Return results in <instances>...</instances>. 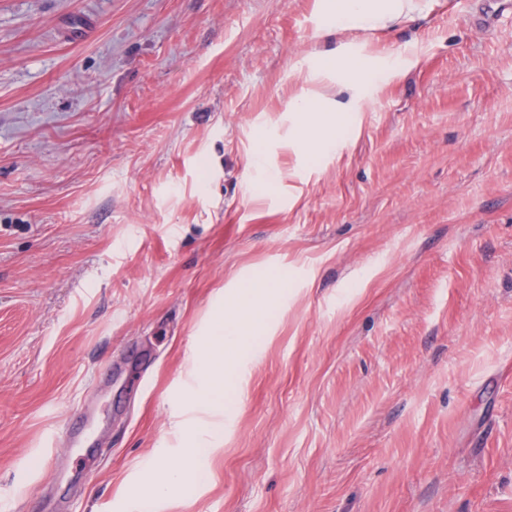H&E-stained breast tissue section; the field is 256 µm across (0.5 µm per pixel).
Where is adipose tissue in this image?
I'll use <instances>...</instances> for the list:
<instances>
[{"instance_id":"obj_1","label":"adipose tissue","mask_w":512,"mask_h":512,"mask_svg":"<svg viewBox=\"0 0 512 512\" xmlns=\"http://www.w3.org/2000/svg\"><path fill=\"white\" fill-rule=\"evenodd\" d=\"M419 9V0H322L321 4L324 30L336 34L357 30L375 33L410 19ZM314 71L324 75L335 74L336 84L346 93V100L303 93L293 99L291 110L296 115L298 133H305L313 127H330V134L309 142L308 147L318 153H331L336 149V136L332 129L339 126L342 113L356 111L360 99L374 98L382 79L379 74L364 71L362 58L351 53L350 44L346 41L340 42L335 52L320 56ZM280 286L278 275L272 272L241 282L237 305L245 313L244 322L232 319L214 322L211 332L213 347L197 361L195 367L199 390L209 395L213 404L221 402L218 386L224 379L225 361L238 351L247 330L261 329L266 317L263 300L277 294ZM202 455V449H194L192 462L186 466L156 462L150 472L149 495L139 503L141 512H150L154 500L167 496L191 479Z\"/></svg>"}]
</instances>
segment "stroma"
Here are the masks:
<instances>
[{"instance_id": "stroma-1", "label": "stroma", "mask_w": 512, "mask_h": 512, "mask_svg": "<svg viewBox=\"0 0 512 512\" xmlns=\"http://www.w3.org/2000/svg\"><path fill=\"white\" fill-rule=\"evenodd\" d=\"M422 2L346 33L394 65L311 158L318 0H0V512H135L216 420L153 512H512V8ZM238 288L236 305L245 312V321L252 332L245 333L235 320H216L210 336L213 347L196 362L195 367L198 392L209 395L215 405H221V392L217 387L224 381L225 361L234 356L246 338L261 329L266 317V307L260 300L263 296L277 294L282 285L278 275L268 271L258 279L241 282ZM205 448H193L189 455L191 464L175 466L164 461H157L151 468L149 478V495L139 503L140 511L148 512L154 500L167 496L174 489L185 484L197 470V462L201 459Z\"/></svg>"}]
</instances>
